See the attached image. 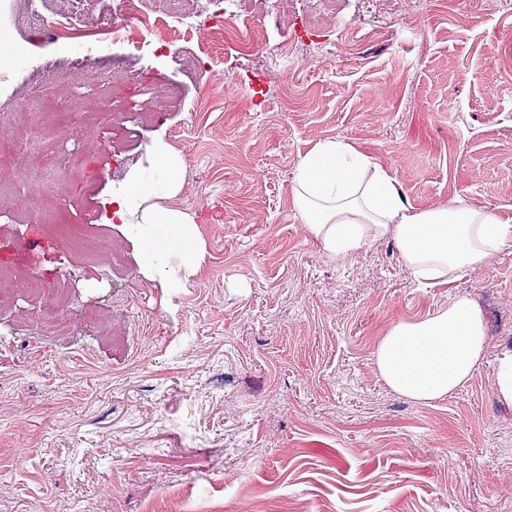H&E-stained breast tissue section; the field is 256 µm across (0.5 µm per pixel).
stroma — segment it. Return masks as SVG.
Listing matches in <instances>:
<instances>
[{
    "label": "stroma",
    "mask_w": 512,
    "mask_h": 512,
    "mask_svg": "<svg viewBox=\"0 0 512 512\" xmlns=\"http://www.w3.org/2000/svg\"><path fill=\"white\" fill-rule=\"evenodd\" d=\"M236 25L254 58L205 28L105 59L5 32L26 70L0 60V122L38 107L48 68L61 110L0 176V266L23 281L0 303V512H512V246L419 284L389 238L328 259L294 196L300 160L341 139L410 211L512 219V0H250ZM158 145L200 247L162 277L112 219ZM57 203L82 243L51 231ZM462 297L487 328L468 384L388 389L381 336ZM495 387L500 401L512 405V348H505L496 358Z\"/></svg>",
    "instance_id": "obj_1"
}]
</instances>
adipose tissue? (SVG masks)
<instances>
[{
    "label": "adipose tissue",
    "instance_id": "obj_1",
    "mask_svg": "<svg viewBox=\"0 0 512 512\" xmlns=\"http://www.w3.org/2000/svg\"><path fill=\"white\" fill-rule=\"evenodd\" d=\"M153 153L150 173L119 200L116 215L132 225L145 263L159 275L173 252L195 261L196 237L188 215L163 205L180 189L179 159L160 146ZM294 192L307 232L336 261L390 238L414 276L425 282L478 267L512 245V224L461 202L409 211L392 176L341 140L321 142L306 154ZM486 358L483 314L465 298L434 316L391 325L372 352L386 386L422 403L461 389Z\"/></svg>",
    "mask_w": 512,
    "mask_h": 512
}]
</instances>
